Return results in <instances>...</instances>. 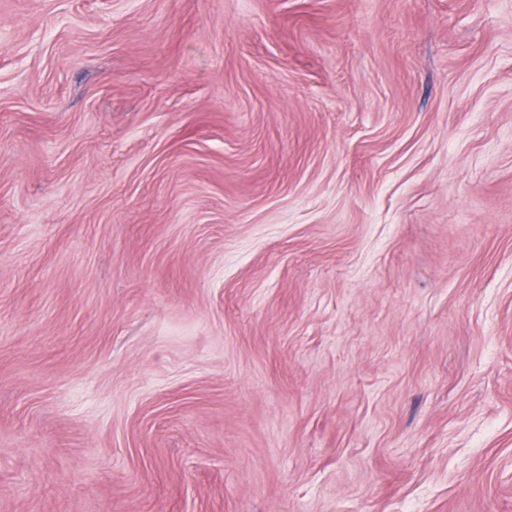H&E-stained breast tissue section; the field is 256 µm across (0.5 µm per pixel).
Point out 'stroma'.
<instances>
[{
	"instance_id": "35a3bbf8",
	"label": "stroma",
	"mask_w": 512,
	"mask_h": 512,
	"mask_svg": "<svg viewBox=\"0 0 512 512\" xmlns=\"http://www.w3.org/2000/svg\"><path fill=\"white\" fill-rule=\"evenodd\" d=\"M0 512H512V0H0Z\"/></svg>"
}]
</instances>
